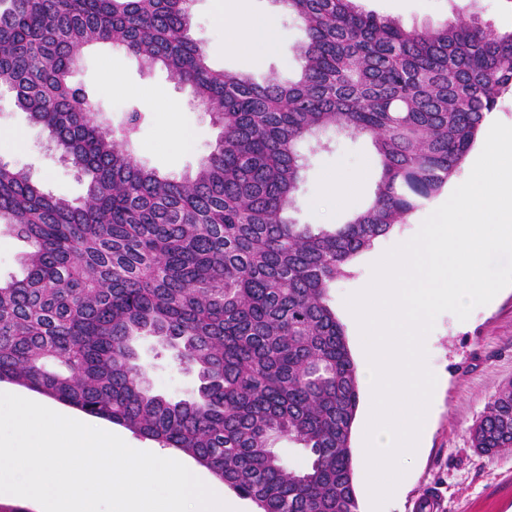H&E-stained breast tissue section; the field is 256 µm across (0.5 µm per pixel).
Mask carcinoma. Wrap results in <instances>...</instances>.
<instances>
[{
	"mask_svg": "<svg viewBox=\"0 0 512 512\" xmlns=\"http://www.w3.org/2000/svg\"><path fill=\"white\" fill-rule=\"evenodd\" d=\"M278 2L303 31L300 71L261 85L210 64L187 0H0V89L86 181L73 202L0 162V224L30 246L26 275L0 280V381L182 451L258 512H359V374L329 290L457 172L512 91V30H409L357 0ZM98 45L191 89L221 129L195 172L141 164L144 113L114 126L73 83ZM329 129L370 136L374 197L343 224H299V145L328 149ZM138 337L197 373L195 397L151 392ZM282 438L303 464L276 450ZM471 447L512 451V382ZM367 413V402L366 395L363 386H361V402L359 406V411L357 415V420L353 430L352 436V447H353V455H354V464L358 474V502H359V511L360 512H368L370 510L367 498L363 492L361 483H360V453L359 448H361V426L364 422Z\"/></svg>",
	"mask_w": 512,
	"mask_h": 512,
	"instance_id": "1",
	"label": "carcinoma"
}]
</instances>
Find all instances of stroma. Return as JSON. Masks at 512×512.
Masks as SVG:
<instances>
[{"instance_id":"1","label":"stroma","mask_w":512,"mask_h":512,"mask_svg":"<svg viewBox=\"0 0 512 512\" xmlns=\"http://www.w3.org/2000/svg\"><path fill=\"white\" fill-rule=\"evenodd\" d=\"M246 5L252 16L274 19L276 38L271 48L226 46L227 34L218 20L219 0H193L191 38L207 50L214 67L250 74L259 83L272 77L296 78L297 47L302 39L297 23L279 0H247ZM361 6L409 29L466 23L475 17L500 31L512 28V0H362ZM76 79L97 95L113 119H120L130 105L145 111L147 122L134 143L135 154L141 162L173 177L194 172L220 135L187 88L164 71H144L136 58L123 52L104 48L88 55ZM0 130L18 132L24 140L22 148L0 149L1 162L30 171L42 189L54 196L75 200L84 195V181L49 146L46 130L32 123L7 92L0 94ZM337 173L356 174L354 206L368 202L379 179L369 137H339L332 151L309 158L292 212L298 223H326L318 203L324 198L327 179ZM439 203V198H431L409 215L404 224L355 258L346 276L330 289L331 304L345 328L353 357H360L362 345L346 297L369 283L375 259L411 239ZM425 347L427 366L437 377V401L422 448L408 462V477L383 512H413L429 487L441 500L438 512H512V453L489 457L476 453L470 444V431L488 401L512 380V286L503 288L492 303L476 307L466 321L450 312L441 313ZM136 349L154 393L173 400L196 394V374L182 368L174 351L159 352L152 338L139 340Z\"/></svg>"}]
</instances>
